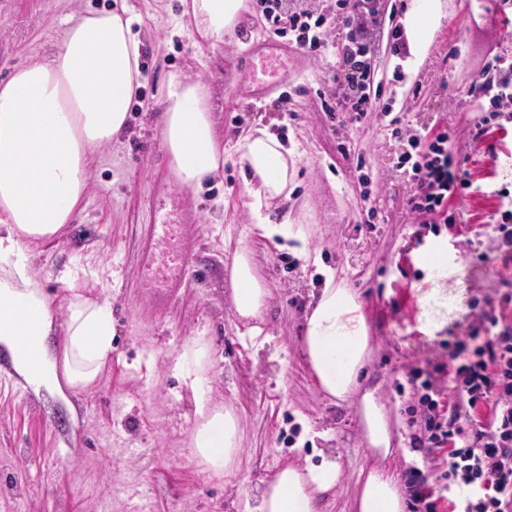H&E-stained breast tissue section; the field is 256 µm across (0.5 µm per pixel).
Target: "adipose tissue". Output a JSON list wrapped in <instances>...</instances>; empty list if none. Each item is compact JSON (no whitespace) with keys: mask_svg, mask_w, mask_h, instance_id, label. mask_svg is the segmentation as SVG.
Here are the masks:
<instances>
[{"mask_svg":"<svg viewBox=\"0 0 512 512\" xmlns=\"http://www.w3.org/2000/svg\"><path fill=\"white\" fill-rule=\"evenodd\" d=\"M200 37L214 43L232 35L246 0H190ZM441 0H412L403 20L409 53L420 59L440 26ZM126 8L68 16L56 50L17 65L0 81V344L23 375L62 391L96 386L112 359V307L108 300L72 291L63 338L49 346L50 304L34 286L32 244L56 239L80 209L90 181V162L101 148L121 141L130 104L141 85L142 42ZM155 105L167 166L176 183L195 191L224 168V136L216 128L211 95L199 81L173 74ZM246 167L247 206L263 236L304 241L301 225L270 223L263 211L288 202L295 154L286 141L256 124L233 144ZM229 285L246 333L260 336L269 290L248 252L235 251ZM304 351L319 389L343 401L360 394V415L375 455L388 458L386 412L359 377L371 353L363 302L344 284L326 279L306 315ZM196 426L189 446L199 464L229 473L241 450L235 414L206 391L195 398ZM340 467L332 456L320 463L284 466L266 483L248 512H319L323 495L335 490ZM352 512H405L401 489L382 468L360 470Z\"/></svg>","mask_w":512,"mask_h":512,"instance_id":"adipose-tissue-1","label":"adipose tissue"}]
</instances>
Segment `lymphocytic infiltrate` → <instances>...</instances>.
<instances>
[{
  "instance_id": "f902f5d3",
  "label": "lymphocytic infiltrate",
  "mask_w": 512,
  "mask_h": 512,
  "mask_svg": "<svg viewBox=\"0 0 512 512\" xmlns=\"http://www.w3.org/2000/svg\"><path fill=\"white\" fill-rule=\"evenodd\" d=\"M254 5L275 36L294 31L296 48L317 55L332 42L325 15L305 12L285 20L278 0H254ZM336 9L344 31L332 43L344 63L345 80L358 90L342 103L354 124L374 109V59L361 32L376 12L366 0H336ZM468 94L489 102L488 114L474 123L473 138L480 141L492 129V116L512 109V64L498 54L487 58ZM389 124L393 136L408 144L400 164L413 188L407 201L411 212L427 224L438 218L455 223L448 206L471 182L448 148L447 127L436 123L418 131L399 115ZM447 374L444 385L431 375L421 381L411 444L442 453L444 479L465 493L462 512H512V324H500L494 312H481L468 341L451 355Z\"/></svg>"
}]
</instances>
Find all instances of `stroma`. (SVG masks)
I'll return each mask as SVG.
<instances>
[{
    "label": "stroma",
    "instance_id": "35a3bbf8",
    "mask_svg": "<svg viewBox=\"0 0 512 512\" xmlns=\"http://www.w3.org/2000/svg\"><path fill=\"white\" fill-rule=\"evenodd\" d=\"M410 2L377 0V22L363 40L374 52L380 93L375 112L352 124L324 109L336 98L342 70L336 48L317 57L295 50L285 62L287 86L243 101L242 53L248 41L270 36L261 14L246 12L233 38L201 45L180 0H125L146 41L129 132L94 156L80 211L33 258L57 321L50 343L61 339L66 275L75 272L87 295L112 304V360L95 388L62 396L28 384L0 347V512H245L267 475L325 454L335 456L341 477L322 512H344L363 467L382 466L401 478L415 466L433 487L442 486V467L410 443L408 409L417 398L409 379L448 363L478 314L512 291V256L499 249L493 230L512 220V180L503 175L512 166V116L501 114L499 131L474 141L468 94L488 54L512 61V0H442V25L413 71L390 50V11ZM113 5L0 0V80L47 56L68 15ZM173 73L210 88L225 148L239 130L263 123L296 149L290 199L267 214L276 224L302 225L306 253L255 230L233 159L218 186L193 192L175 182L154 108ZM390 111L416 129L447 123L449 145L471 182L452 202L456 223L423 224L410 211L412 189L399 167L408 145L392 136ZM157 214L181 225L182 237L158 239L156 251L181 240L192 251L191 269L172 293L141 261L137 227ZM432 235L447 238L450 257L443 276L429 280L421 260ZM240 246L271 291L262 341L245 336L230 296L228 269ZM329 271L365 301L372 353L360 388L373 392L388 415L394 453L385 460L370 449L358 396L327 397L303 353L310 294ZM428 323L437 326L430 336L422 331ZM199 337L214 397L240 418L242 451L228 478L197 465L187 446L196 422L193 393L177 362Z\"/></svg>",
    "mask_w": 512,
    "mask_h": 512
}]
</instances>
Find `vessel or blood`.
Wrapping results in <instances>:
<instances>
[{"instance_id":"1","label":"vessel or blood","mask_w":512,"mask_h":512,"mask_svg":"<svg viewBox=\"0 0 512 512\" xmlns=\"http://www.w3.org/2000/svg\"><path fill=\"white\" fill-rule=\"evenodd\" d=\"M287 53V46L270 39L256 41L251 44L242 63L244 97L260 98L268 96L287 82V72L280 69V58L287 55ZM155 234V225H145L142 237L143 264L148 268L156 265L171 268L172 273L167 277L166 285L170 288L180 287L182 276L188 267L191 251L186 248L172 255H156L152 250V241Z\"/></svg>"}]
</instances>
